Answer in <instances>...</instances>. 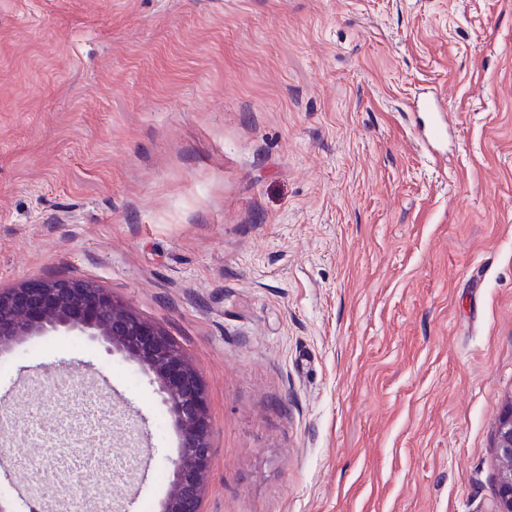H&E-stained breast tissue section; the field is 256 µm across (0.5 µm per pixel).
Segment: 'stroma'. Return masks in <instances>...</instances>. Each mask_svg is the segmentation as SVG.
Segmentation results:
<instances>
[{"label":"stroma","instance_id":"obj_1","mask_svg":"<svg viewBox=\"0 0 512 512\" xmlns=\"http://www.w3.org/2000/svg\"><path fill=\"white\" fill-rule=\"evenodd\" d=\"M71 277L204 385L203 512H493L512 396V0H0V289ZM137 361L0 349V459L159 512ZM103 426L53 434L67 393ZM123 462L122 477L60 466Z\"/></svg>","mask_w":512,"mask_h":512}]
</instances>
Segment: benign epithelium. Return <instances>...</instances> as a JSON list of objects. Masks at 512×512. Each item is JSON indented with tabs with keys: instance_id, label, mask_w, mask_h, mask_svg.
I'll return each instance as SVG.
<instances>
[{
	"instance_id": "benign-epithelium-1",
	"label": "benign epithelium",
	"mask_w": 512,
	"mask_h": 512,
	"mask_svg": "<svg viewBox=\"0 0 512 512\" xmlns=\"http://www.w3.org/2000/svg\"><path fill=\"white\" fill-rule=\"evenodd\" d=\"M100 339L139 362L178 425L180 453L171 461L170 490L162 512H203L202 485L210 448L202 380L154 324L129 312L112 293L62 278L0 289V346L59 330ZM500 488L494 512H512V398L495 431Z\"/></svg>"
}]
</instances>
